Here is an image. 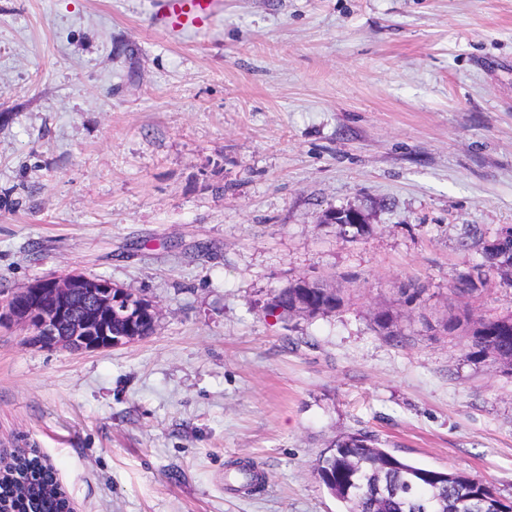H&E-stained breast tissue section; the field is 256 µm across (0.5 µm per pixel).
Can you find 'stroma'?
Here are the masks:
<instances>
[{
    "label": "stroma",
    "instance_id": "stroma-1",
    "mask_svg": "<svg viewBox=\"0 0 512 512\" xmlns=\"http://www.w3.org/2000/svg\"><path fill=\"white\" fill-rule=\"evenodd\" d=\"M147 13L0 0V303L76 271L161 310L90 352L0 327V454L35 449L76 512H341L313 465L362 430L512 496V376L439 325L512 229V0H224L176 42ZM299 278L350 300L267 315ZM373 328L384 340L393 345L402 344L405 334L398 328L396 318L390 309H381L374 313Z\"/></svg>",
    "mask_w": 512,
    "mask_h": 512
}]
</instances>
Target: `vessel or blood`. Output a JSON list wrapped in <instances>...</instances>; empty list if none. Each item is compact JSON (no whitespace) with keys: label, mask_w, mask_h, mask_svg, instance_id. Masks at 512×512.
Returning <instances> with one entry per match:
<instances>
[{"label":"vessel or blood","mask_w":512,"mask_h":512,"mask_svg":"<svg viewBox=\"0 0 512 512\" xmlns=\"http://www.w3.org/2000/svg\"><path fill=\"white\" fill-rule=\"evenodd\" d=\"M224 8V0H149L150 26L171 40L207 30Z\"/></svg>","instance_id":"vessel-or-blood-1"}]
</instances>
